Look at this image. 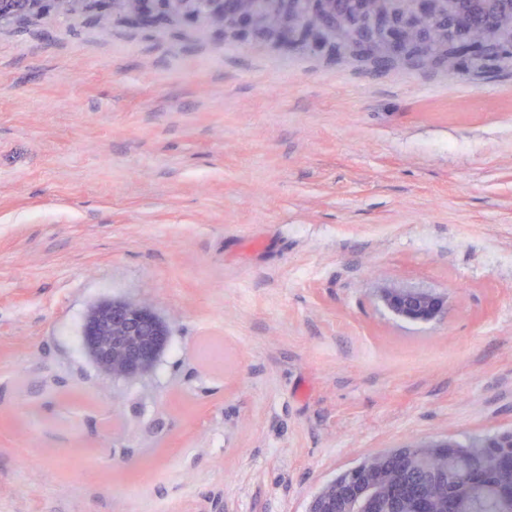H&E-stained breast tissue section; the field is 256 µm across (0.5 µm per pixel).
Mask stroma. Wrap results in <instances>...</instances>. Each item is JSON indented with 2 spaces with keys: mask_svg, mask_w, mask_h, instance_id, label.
I'll use <instances>...</instances> for the list:
<instances>
[{
  "mask_svg": "<svg viewBox=\"0 0 512 512\" xmlns=\"http://www.w3.org/2000/svg\"><path fill=\"white\" fill-rule=\"evenodd\" d=\"M109 299L168 328L142 378L81 345ZM508 430L512 63L0 24V512H306L368 454ZM381 298L393 314L411 322L434 321L447 309L444 297L416 288H383Z\"/></svg>",
  "mask_w": 512,
  "mask_h": 512,
  "instance_id": "stroma-1",
  "label": "stroma"
}]
</instances>
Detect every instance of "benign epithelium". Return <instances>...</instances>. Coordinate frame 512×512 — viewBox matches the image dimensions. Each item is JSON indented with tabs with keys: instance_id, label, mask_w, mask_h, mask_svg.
I'll return each mask as SVG.
<instances>
[{
	"instance_id": "1",
	"label": "benign epithelium",
	"mask_w": 512,
	"mask_h": 512,
	"mask_svg": "<svg viewBox=\"0 0 512 512\" xmlns=\"http://www.w3.org/2000/svg\"><path fill=\"white\" fill-rule=\"evenodd\" d=\"M139 25L185 19L218 30L224 36L248 42L258 38L278 41L290 49L327 51L337 57L353 56L377 69L412 65H442L453 72L464 60L479 73L483 63L512 51V8L505 15L488 11L489 18L476 36L468 16L479 4L498 0H399V8L384 7L386 0H353L358 20L345 8L346 0H267L257 12L252 0H100ZM41 0H0V20L25 21L43 13ZM385 306L395 315L419 323L436 320L447 309L446 299L416 289H382ZM167 329L146 305L106 301L86 317L83 336L107 378L136 379L153 363V343ZM423 447L448 449V465L456 464L455 441H430ZM495 448L500 460L512 462V430L490 436L479 444ZM351 486L333 483L319 488L307 512H430L423 490L407 488L397 502L384 501L376 486L357 485L358 470L345 472Z\"/></svg>"
}]
</instances>
